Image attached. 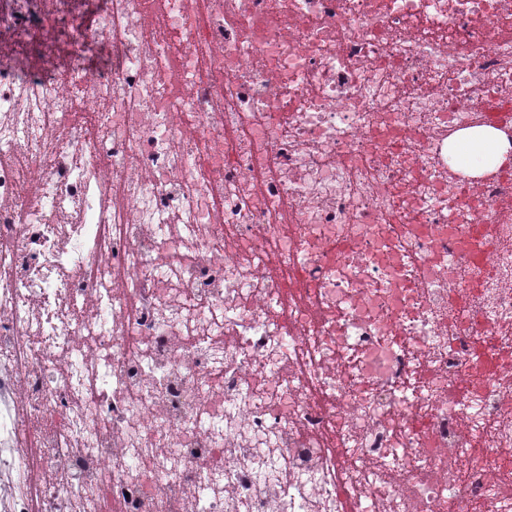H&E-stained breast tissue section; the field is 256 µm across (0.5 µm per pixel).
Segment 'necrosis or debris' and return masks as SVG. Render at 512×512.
I'll return each mask as SVG.
<instances>
[{
  "label": "necrosis or debris",
  "instance_id": "obj_1",
  "mask_svg": "<svg viewBox=\"0 0 512 512\" xmlns=\"http://www.w3.org/2000/svg\"><path fill=\"white\" fill-rule=\"evenodd\" d=\"M85 6L0 0V512H512V0ZM453 150L475 171H484L488 166L497 167L509 157L505 134L493 125L459 131Z\"/></svg>",
  "mask_w": 512,
  "mask_h": 512
}]
</instances>
